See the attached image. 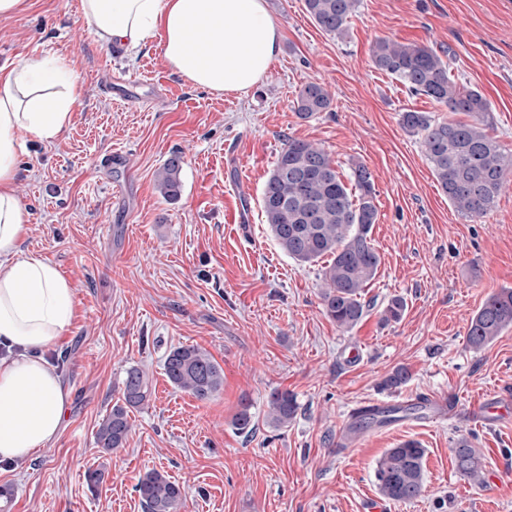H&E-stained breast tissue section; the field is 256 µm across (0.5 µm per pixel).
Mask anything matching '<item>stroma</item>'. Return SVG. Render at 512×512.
Here are the masks:
<instances>
[{"mask_svg": "<svg viewBox=\"0 0 512 512\" xmlns=\"http://www.w3.org/2000/svg\"><path fill=\"white\" fill-rule=\"evenodd\" d=\"M283 38L262 82L247 95L194 87L164 61L158 41L138 54L101 45L80 0H26L0 18V66L64 57L84 92L57 139L25 140L16 192L30 219L20 251L55 264L72 284L75 316L49 361L70 389L62 429L48 449L0 463V512H144L139 475L166 472L183 485L179 512H371L383 453L414 439L426 448L424 490L389 512H512V424L474 425L462 414L430 423L402 418L354 432V414L426 395L465 406L512 394V329L489 345L467 342L468 324L493 293L512 287V184L486 217H462L438 185L419 140L400 116L448 110L376 70L381 38L434 49L455 79L490 102L489 132L512 151V0H359L344 37L323 32L304 0H268ZM321 83L329 111L300 118L302 84ZM330 154L350 176L371 172L382 255L353 329L324 313L321 264L289 258L262 212V192L284 144ZM184 159L181 193L155 180L172 153ZM407 303L383 323L389 298ZM195 345L224 372L200 401L164 373L170 349ZM410 379L383 390L398 367ZM150 395L132 410L117 454L96 431L122 396L127 369ZM299 405L287 427L266 419L272 390ZM255 429L232 420L241 399ZM478 448L486 483L455 469L459 438ZM105 465L89 489L84 473Z\"/></svg>", "mask_w": 512, "mask_h": 512, "instance_id": "stroma-1", "label": "stroma"}]
</instances>
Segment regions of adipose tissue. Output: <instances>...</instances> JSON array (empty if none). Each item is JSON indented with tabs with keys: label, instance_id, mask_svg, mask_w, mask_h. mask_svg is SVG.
Returning <instances> with one entry per match:
<instances>
[{
	"label": "adipose tissue",
	"instance_id": "ef3b65f1",
	"mask_svg": "<svg viewBox=\"0 0 512 512\" xmlns=\"http://www.w3.org/2000/svg\"><path fill=\"white\" fill-rule=\"evenodd\" d=\"M80 16L105 45L137 51L159 38L172 71L216 95L255 88L281 44L265 0H80ZM79 97L62 59L0 67V463L51 446L68 407L44 354L73 321V288L50 262L20 257L28 213L14 183L22 136L55 139Z\"/></svg>",
	"mask_w": 512,
	"mask_h": 512
}]
</instances>
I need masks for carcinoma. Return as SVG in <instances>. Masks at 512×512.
Segmentation results:
<instances>
[{
	"mask_svg": "<svg viewBox=\"0 0 512 512\" xmlns=\"http://www.w3.org/2000/svg\"><path fill=\"white\" fill-rule=\"evenodd\" d=\"M305 9L325 33L342 35L355 15L359 0H304ZM374 67L399 80L415 96H424L448 109L463 113L468 122L439 120L426 112L408 110L401 124L419 139L432 165L433 174L455 210L471 219L484 217L497 203L507 182L512 181V152L504 151L487 132L491 105L479 91L459 84L449 74L448 63L432 48L380 39L371 50ZM331 104L327 90L314 82L304 84L297 93L294 109L303 118L326 111ZM183 157L175 152L157 174L161 193L178 197L181 188ZM376 190L369 169L357 163L349 181H344L328 155L317 145L290 138L268 177L262 207L266 224L279 246L293 260L311 264L329 257L322 270L323 311L336 326L351 330L368 312L364 301L382 263L371 243L377 222ZM406 310L404 297H391L382 311V321L398 322ZM512 328V288L489 296L471 318L467 341L474 349L493 342ZM164 371L177 389L200 401L211 399L224 384V373L214 359L194 345L176 347L166 355ZM409 378L407 370L396 368L382 382V388L396 390ZM149 388L137 367L126 371L122 403L112 406L99 425L96 442L111 455L124 448L131 431L129 412L145 404ZM298 404L287 392L274 390L269 395L267 424L288 426L296 416ZM400 407L367 409L359 425L374 421L397 420ZM233 425L242 434L255 429L251 402L243 399ZM454 462L458 474L473 485L485 483L481 453L465 438L455 443ZM426 449L416 440H407L386 450L375 469L379 492L396 502H411L424 489ZM135 491L145 512H178L185 489L157 469L139 477Z\"/></svg>",
	"mask_w": 512,
	"mask_h": 512,
	"instance_id": "cac0c4a2",
	"label": "carcinoma"
}]
</instances>
